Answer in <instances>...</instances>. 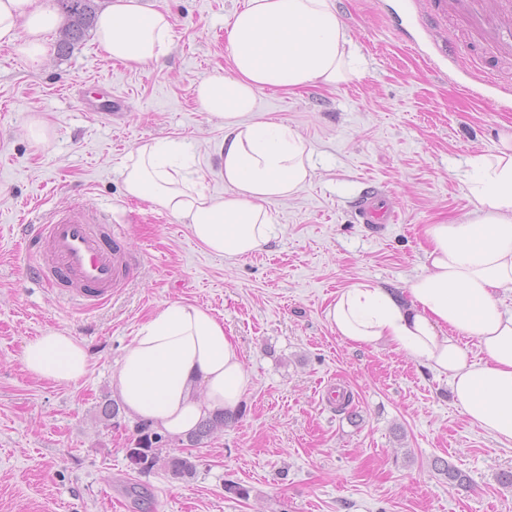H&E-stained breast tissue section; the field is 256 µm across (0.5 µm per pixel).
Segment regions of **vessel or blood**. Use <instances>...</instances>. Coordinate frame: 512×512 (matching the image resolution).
I'll return each instance as SVG.
<instances>
[{"label": "vessel or blood", "instance_id": "b4317fda", "mask_svg": "<svg viewBox=\"0 0 512 512\" xmlns=\"http://www.w3.org/2000/svg\"><path fill=\"white\" fill-rule=\"evenodd\" d=\"M423 12L435 27L444 26L448 18L457 19L480 57L499 60L512 56V0H425ZM353 214L359 224H389L396 217L392 202L375 188L356 199ZM32 233L34 274L46 283L65 286L72 298L84 305L98 306L112 299L133 269L131 254L97 235L87 205L53 212Z\"/></svg>", "mask_w": 512, "mask_h": 512}]
</instances>
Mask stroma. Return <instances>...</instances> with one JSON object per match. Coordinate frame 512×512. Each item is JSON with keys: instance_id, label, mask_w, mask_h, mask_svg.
<instances>
[{"instance_id": "35a3bbf8", "label": "stroma", "mask_w": 512, "mask_h": 512, "mask_svg": "<svg viewBox=\"0 0 512 512\" xmlns=\"http://www.w3.org/2000/svg\"><path fill=\"white\" fill-rule=\"evenodd\" d=\"M169 13L161 62L129 68L86 34L70 53L32 68L0 47V512H512V447L473 427L448 378L385 344L357 347L327 322L342 288L368 281L398 292L423 273V228L472 210L468 162L512 126V61L494 83L474 80L464 31L428 30L410 0H333L359 59L340 86L258 95L253 121L274 120L312 150L310 182L267 208L281 230L232 260L188 223L127 197L122 169L141 144H178L187 171L224 191V129L195 102L196 84L230 73L227 22L244 0H150ZM112 89V109L89 112L85 84ZM47 142L26 134L31 117ZM394 196L397 223L353 220L365 187ZM82 202L105 214L112 240L135 259L112 300L87 307L30 272L31 229L50 210ZM206 308L239 346L251 382L232 422L192 449L193 477L131 470L136 421L112 423V372L138 329L170 302ZM59 330L81 341L79 381L38 379L26 340ZM335 384L350 401L325 404ZM442 459L468 487L435 467ZM247 496L228 492L229 484Z\"/></svg>"}]
</instances>
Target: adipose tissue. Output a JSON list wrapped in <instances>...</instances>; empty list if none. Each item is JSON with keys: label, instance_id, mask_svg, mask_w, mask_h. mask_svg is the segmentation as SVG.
<instances>
[{"label": "adipose tissue", "instance_id": "ef3b65f1", "mask_svg": "<svg viewBox=\"0 0 512 512\" xmlns=\"http://www.w3.org/2000/svg\"><path fill=\"white\" fill-rule=\"evenodd\" d=\"M61 16L42 0H0V46L35 68ZM99 46L134 67L167 56L172 24L149 0H110L95 22ZM230 74L195 88L201 111L222 121L219 169L227 195L206 193L178 169L165 140L138 147L123 173L128 197L158 203L188 220L211 252L231 259L274 237L266 204L295 195L312 178L311 151L288 125L250 122L258 94L316 82L338 85L355 74L354 53L332 0H245L229 23ZM473 210L424 228L427 271L396 294L369 282L337 292L325 311L344 341L385 343L448 375L454 405L469 423L512 445V134L468 171ZM22 362L33 376L75 382L89 368L82 342L47 330L29 339ZM250 384L236 341L207 309L172 302L141 326L112 374L126 412L177 441L215 414L234 413Z\"/></svg>", "mask_w": 512, "mask_h": 512}]
</instances>
